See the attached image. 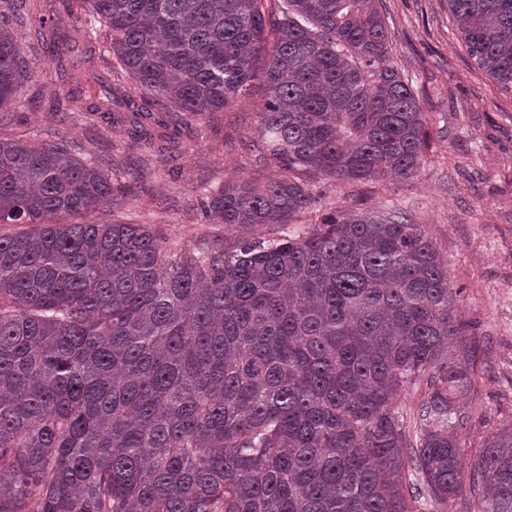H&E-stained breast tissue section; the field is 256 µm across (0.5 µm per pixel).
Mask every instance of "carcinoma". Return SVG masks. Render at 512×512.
I'll list each match as a JSON object with an SVG mask.
<instances>
[{
	"label": "carcinoma",
	"mask_w": 512,
	"mask_h": 512,
	"mask_svg": "<svg viewBox=\"0 0 512 512\" xmlns=\"http://www.w3.org/2000/svg\"><path fill=\"white\" fill-rule=\"evenodd\" d=\"M0 108L60 59L56 0H4ZM85 50L69 110L167 125L266 89L257 136L275 175L223 184L204 213L242 235L190 252L146 224L86 222L109 164L64 142L0 138V512H435L469 483L512 512V428L465 472L456 407L473 374L448 267L403 212L325 216L248 238L314 203L309 179L407 178L428 143L390 59L379 0H74ZM468 54L512 89V0H448ZM109 65L113 78L98 74ZM429 374L416 438L396 394Z\"/></svg>",
	"instance_id": "1"
}]
</instances>
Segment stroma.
Here are the masks:
<instances>
[{
  "label": "stroma",
  "mask_w": 512,
  "mask_h": 512,
  "mask_svg": "<svg viewBox=\"0 0 512 512\" xmlns=\"http://www.w3.org/2000/svg\"><path fill=\"white\" fill-rule=\"evenodd\" d=\"M382 10L391 58L412 84L430 131L420 169L376 183L316 177L311 209L292 224L258 228L252 237L264 242L302 233L333 212L396 208L422 225L448 265L449 286L459 292L457 318L472 347L475 383L460 401L469 466L488 437L512 425V91L469 56L448 0H382ZM65 85L53 65L24 82L15 104L0 109V137L51 143L60 133L77 142L82 155L111 157L113 179L128 191L92 212L93 221L147 224L193 250L237 242L236 230L206 220L201 201L209 185L262 174L257 154L240 142L241 134L255 131L262 85L229 110L166 128L152 123L134 138L118 137L106 122L78 112L51 111L53 91Z\"/></svg>",
  "instance_id": "35a3bbf8"
}]
</instances>
